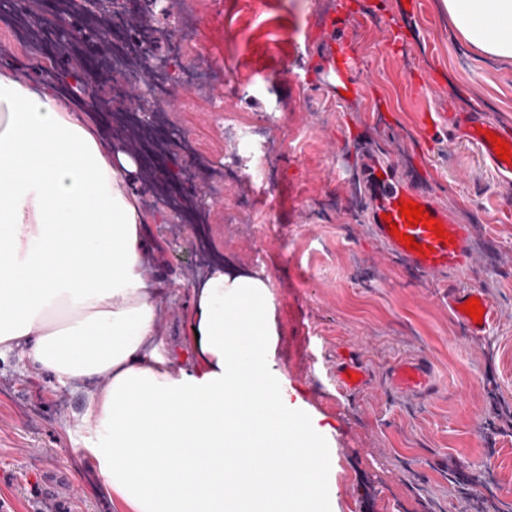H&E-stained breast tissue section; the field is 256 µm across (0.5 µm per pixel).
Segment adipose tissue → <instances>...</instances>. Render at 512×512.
<instances>
[{"instance_id":"obj_1","label":"adipose tissue","mask_w":512,"mask_h":512,"mask_svg":"<svg viewBox=\"0 0 512 512\" xmlns=\"http://www.w3.org/2000/svg\"><path fill=\"white\" fill-rule=\"evenodd\" d=\"M444 5L465 41L512 59V0ZM86 82L0 71V357L97 382L82 420L125 512H328L331 439L274 362L269 278L218 266L191 283L190 354L174 353L138 163L89 121Z\"/></svg>"}]
</instances>
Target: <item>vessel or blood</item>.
Returning a JSON list of instances; mask_svg holds the SVG:
<instances>
[{
	"label": "vessel or blood",
	"instance_id": "vessel-or-blood-1",
	"mask_svg": "<svg viewBox=\"0 0 512 512\" xmlns=\"http://www.w3.org/2000/svg\"><path fill=\"white\" fill-rule=\"evenodd\" d=\"M326 51L339 54L348 79L356 80L364 68V62L353 48L351 30L346 29L339 34L328 33ZM491 132L512 147V128L492 122L478 113L468 117L458 112L423 115L420 138L430 144L445 134L452 138H465L478 148L502 180L511 182L512 162L498 159L487 138ZM361 178L366 198L361 221L372 226L386 252L401 257L424 276L435 279L448 276L456 282L471 273L475 255L471 230L468 225L458 223L451 209L413 187L385 154L365 155L361 164ZM404 202L424 206L432 220L441 223L447 234L446 239L436 238L427 226L408 224L399 210ZM393 223L398 226V232L394 235L389 232V226ZM402 233L415 238L419 244L418 250H408L400 243L398 236ZM473 298L478 299L482 307V318L478 321L462 310L466 301ZM448 309L468 333L475 336L486 334L497 319L496 309L484 290L462 289L456 287L455 283L448 288ZM368 380L369 376L360 364L347 357L339 358L336 385L342 394H359ZM387 381L390 390L417 398L432 395L436 390L431 368L413 357L394 359L387 371Z\"/></svg>",
	"mask_w": 512,
	"mask_h": 512
}]
</instances>
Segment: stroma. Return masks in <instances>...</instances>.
I'll list each match as a JSON object with an SVG mask.
<instances>
[{"label": "stroma", "mask_w": 512, "mask_h": 512, "mask_svg": "<svg viewBox=\"0 0 512 512\" xmlns=\"http://www.w3.org/2000/svg\"><path fill=\"white\" fill-rule=\"evenodd\" d=\"M207 98L182 96L173 110L186 133L215 155L224 132L211 101L244 120L271 113L268 184L241 177L210 203L218 222L197 232L183 220L149 222L162 251L152 273L174 297L158 326L175 350L187 347L192 298L186 287L199 242L230 271H263L276 309L275 361L303 406L329 426L327 485L334 512H505L512 506V184L463 141L436 147L417 135L422 109L478 112L512 124V60L491 59L454 32L442 0H226ZM364 13L356 47L367 80L344 96V71L325 75L305 39H319L334 13ZM402 25V52L379 39ZM288 72H280L281 64ZM436 88L410 98L411 79ZM239 85L223 94L225 83ZM311 129L318 150L296 147ZM390 145L398 162H425L442 177L446 201L481 246L469 288L497 311L487 335L455 322L436 281L386 254L358 220L353 179L337 181L362 143ZM370 373L345 397L319 385L339 355ZM409 355L433 370L437 391L417 401L385 383L388 363ZM85 389L60 386L17 352L0 359V512H122L106 495L87 451L80 416Z\"/></svg>", "instance_id": "stroma-1"}]
</instances>
